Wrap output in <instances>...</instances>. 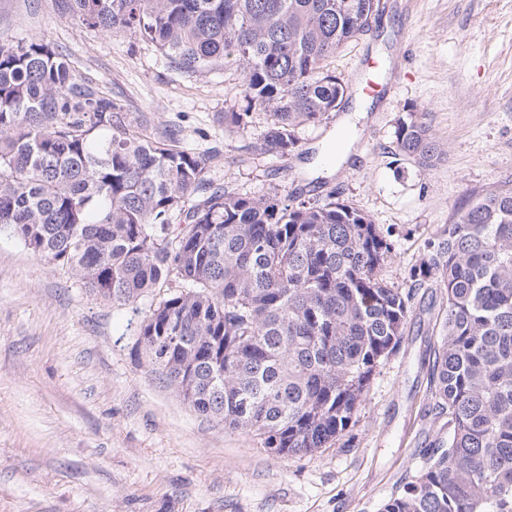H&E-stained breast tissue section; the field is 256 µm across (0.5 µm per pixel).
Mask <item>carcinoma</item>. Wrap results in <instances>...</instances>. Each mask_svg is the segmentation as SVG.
<instances>
[{
    "instance_id": "obj_1",
    "label": "carcinoma",
    "mask_w": 512,
    "mask_h": 512,
    "mask_svg": "<svg viewBox=\"0 0 512 512\" xmlns=\"http://www.w3.org/2000/svg\"><path fill=\"white\" fill-rule=\"evenodd\" d=\"M376 0H66L83 23L131 31L180 69L239 70L245 106L271 122L253 150L288 158L298 130L342 108L326 62L366 31ZM396 147L443 158L425 115ZM173 131L131 129L122 106L50 45H0V228L95 296L156 290L139 336L201 416L259 436L276 456L335 444L400 342L414 289L444 291L432 367L448 439L382 512H512V188L490 190L428 240L404 292L379 270L392 244L333 195L244 196L214 185Z\"/></svg>"
}]
</instances>
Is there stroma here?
Instances as JSON below:
<instances>
[{
    "label": "stroma",
    "mask_w": 512,
    "mask_h": 512,
    "mask_svg": "<svg viewBox=\"0 0 512 512\" xmlns=\"http://www.w3.org/2000/svg\"><path fill=\"white\" fill-rule=\"evenodd\" d=\"M383 4L328 63L382 94H354L301 127L288 158L250 150L270 121L264 111L246 131L225 127L241 98L234 65L184 72L135 33L84 25L62 0H0V43L54 47L135 130H175L180 148L206 154L209 177L229 190L350 203L388 232L381 275L406 289L429 238L487 190L512 186V0ZM408 112L424 113L440 144L434 167L396 148ZM347 121L350 155L328 165ZM150 303L102 301L0 231V512H382L447 436L431 395L440 289L416 291L396 351L336 444L285 457L195 413L166 383L140 341Z\"/></svg>",
    "instance_id": "35a3bbf8"
}]
</instances>
